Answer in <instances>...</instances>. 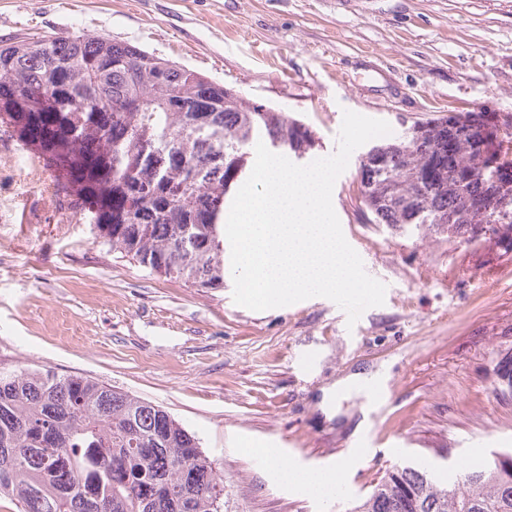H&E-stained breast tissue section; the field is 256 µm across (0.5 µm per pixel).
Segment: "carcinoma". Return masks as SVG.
<instances>
[{
  "label": "carcinoma",
  "mask_w": 512,
  "mask_h": 512,
  "mask_svg": "<svg viewBox=\"0 0 512 512\" xmlns=\"http://www.w3.org/2000/svg\"><path fill=\"white\" fill-rule=\"evenodd\" d=\"M0 115L72 172L103 244L194 288L224 287V208L261 141L302 158L314 131L287 113L96 35L0 40ZM512 113L410 125L364 153L373 224H431L512 251ZM19 512H222L224 475L160 406L81 375L0 368V496ZM353 512H512L489 459L443 481L387 471Z\"/></svg>",
  "instance_id": "carcinoma-1"
}]
</instances>
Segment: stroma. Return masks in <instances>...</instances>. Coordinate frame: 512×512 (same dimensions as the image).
<instances>
[{"instance_id":"35a3bbf8","label":"stroma","mask_w":512,"mask_h":512,"mask_svg":"<svg viewBox=\"0 0 512 512\" xmlns=\"http://www.w3.org/2000/svg\"><path fill=\"white\" fill-rule=\"evenodd\" d=\"M81 32L171 59L310 125L333 154L344 110L401 135L451 112L512 113V0H0V39ZM359 153L332 202L383 305L355 325L313 297L252 311L103 244L93 225L0 233V367L85 375L161 406L224 473V512H351L393 464L512 452V252L426 224L369 221ZM389 384L337 395L350 376ZM344 497L282 481L361 437Z\"/></svg>"}]
</instances>
